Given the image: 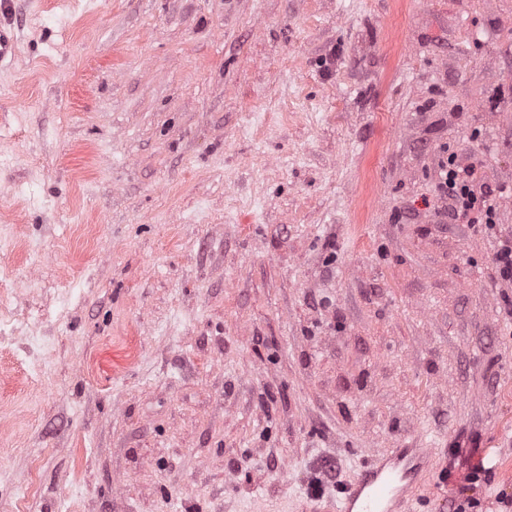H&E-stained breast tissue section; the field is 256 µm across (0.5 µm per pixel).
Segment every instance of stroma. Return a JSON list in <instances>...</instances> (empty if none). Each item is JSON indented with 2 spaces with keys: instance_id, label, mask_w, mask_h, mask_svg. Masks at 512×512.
I'll return each mask as SVG.
<instances>
[{
  "instance_id": "35a3bbf8",
  "label": "stroma",
  "mask_w": 512,
  "mask_h": 512,
  "mask_svg": "<svg viewBox=\"0 0 512 512\" xmlns=\"http://www.w3.org/2000/svg\"><path fill=\"white\" fill-rule=\"evenodd\" d=\"M9 21L0 512H292L391 448L433 451L414 512H512V284L435 174L512 186V0ZM472 443L475 444L473 447L470 448V450L463 455L462 448H456L453 452V462L450 463V465H453L455 467V459L456 457H459L460 455L464 456V462L467 465V473L464 475V481L469 483L470 485H474L479 481V475L481 473H485V467H484V458L479 457L476 462L473 461L476 455H478L479 448L477 440H472ZM462 463V465H463ZM464 464V465H465Z\"/></svg>"
}]
</instances>
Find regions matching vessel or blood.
I'll use <instances>...</instances> for the list:
<instances>
[{"label":"vessel or blood","mask_w":512,"mask_h":512,"mask_svg":"<svg viewBox=\"0 0 512 512\" xmlns=\"http://www.w3.org/2000/svg\"><path fill=\"white\" fill-rule=\"evenodd\" d=\"M426 448H393L374 454L344 494L308 512H401L415 498V479L424 468Z\"/></svg>","instance_id":"obj_1"}]
</instances>
